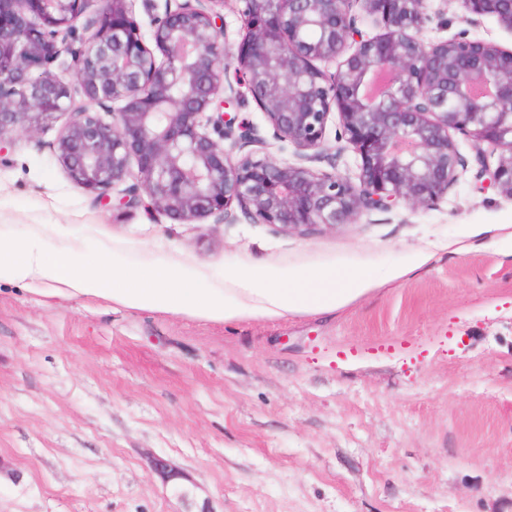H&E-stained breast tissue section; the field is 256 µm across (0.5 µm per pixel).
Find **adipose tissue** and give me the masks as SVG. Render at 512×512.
<instances>
[{
	"label": "adipose tissue",
	"mask_w": 512,
	"mask_h": 512,
	"mask_svg": "<svg viewBox=\"0 0 512 512\" xmlns=\"http://www.w3.org/2000/svg\"><path fill=\"white\" fill-rule=\"evenodd\" d=\"M399 276L396 270L349 274L303 268L281 271L255 265L244 273L207 284L198 270L173 261L141 265L116 253L112 258L78 266L33 244H0V280H39L73 297H99L127 309L186 314L218 322L331 314L364 294L371 284Z\"/></svg>",
	"instance_id": "1"
}]
</instances>
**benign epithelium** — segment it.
Masks as SVG:
<instances>
[{"label":"benign epithelium","instance_id":"1","mask_svg":"<svg viewBox=\"0 0 512 512\" xmlns=\"http://www.w3.org/2000/svg\"><path fill=\"white\" fill-rule=\"evenodd\" d=\"M355 1L381 33L357 27ZM133 2L0 0V152L13 134L65 115L54 152L98 203L132 208L146 198L176 220L217 224L236 223L238 208L305 236L401 203L436 204L464 166L460 134L476 148L477 175L512 200V49L466 36L425 42L423 0H231L243 34L230 65L225 0H142L147 39ZM461 3L468 19L492 16L512 31V0ZM244 90L273 138L309 163L334 157L325 137L337 115L356 180L234 157L262 142L224 120V104ZM95 107L112 111V124Z\"/></svg>","mask_w":512,"mask_h":512}]
</instances>
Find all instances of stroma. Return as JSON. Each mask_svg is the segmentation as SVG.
Segmentation results:
<instances>
[{"label": "stroma", "instance_id": "1", "mask_svg": "<svg viewBox=\"0 0 512 512\" xmlns=\"http://www.w3.org/2000/svg\"><path fill=\"white\" fill-rule=\"evenodd\" d=\"M424 36L512 48L496 18L424 0ZM264 154L296 163L254 102ZM65 116L0 154V242L65 261L119 251L215 279L261 262L373 273L430 260L332 315L230 323L0 281V512H512V200L476 150L428 208L332 232L173 220L94 202L57 162ZM468 244L465 252L448 243ZM166 460L176 479L154 471Z\"/></svg>", "mask_w": 512, "mask_h": 512}]
</instances>
